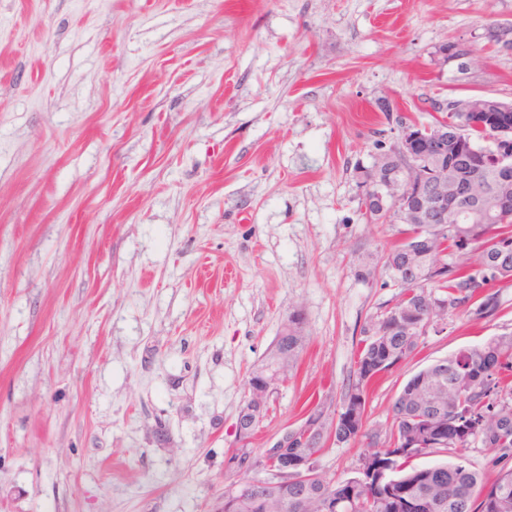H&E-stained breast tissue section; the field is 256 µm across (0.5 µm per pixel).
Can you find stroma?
<instances>
[{"label":"stroma","instance_id":"stroma-1","mask_svg":"<svg viewBox=\"0 0 512 512\" xmlns=\"http://www.w3.org/2000/svg\"><path fill=\"white\" fill-rule=\"evenodd\" d=\"M512 0H0V512H214L249 373L305 344L255 452L356 382L402 290L361 182L394 116L512 101ZM458 43L475 65L440 63ZM445 319L367 390L355 476L417 372L512 333Z\"/></svg>","mask_w":512,"mask_h":512}]
</instances>
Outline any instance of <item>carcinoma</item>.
Returning a JSON list of instances; mask_svg holds the SVG:
<instances>
[{"label": "carcinoma", "instance_id": "carcinoma-1", "mask_svg": "<svg viewBox=\"0 0 512 512\" xmlns=\"http://www.w3.org/2000/svg\"><path fill=\"white\" fill-rule=\"evenodd\" d=\"M448 142H432L429 160L419 166L429 175L441 162L456 176L480 188L481 196L458 203L456 224H412L409 235L383 257V265L403 279L404 297L363 328L364 347L357 360V383L341 399V441L365 436L369 383L389 371L417 346L431 319L446 310L476 319L493 316L498 300L484 293L491 281L512 283V195L502 190V171L488 141L497 129L512 128V112H494L483 124L467 112H450ZM382 174H365L364 183L403 180L408 164L397 147L388 152ZM372 223L397 224L401 209L378 213L366 206ZM451 249L457 258L438 270L430 263ZM425 277V284L415 279ZM440 290L442 298L434 296ZM304 337L293 331L280 337L293 360ZM512 333L459 349L439 365L414 375L395 399L393 426L384 445L366 453L357 475L327 480L316 475L308 484L255 485L239 496L224 495V512H267L277 501L280 512H512ZM476 439L495 453L500 466L487 482L463 451ZM314 437L288 440L282 452L306 463L323 450ZM454 451L455 459L419 466L421 455Z\"/></svg>", "mask_w": 512, "mask_h": 512}]
</instances>
